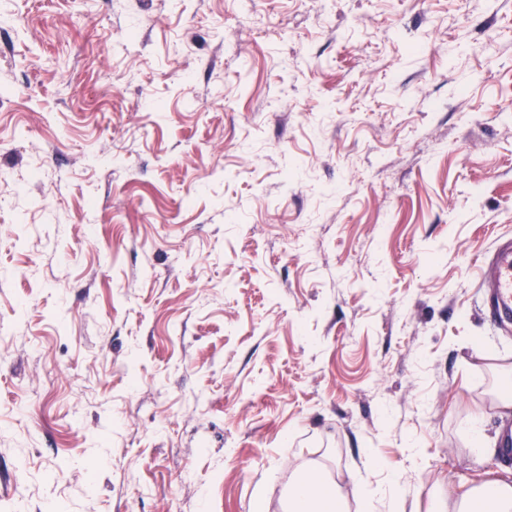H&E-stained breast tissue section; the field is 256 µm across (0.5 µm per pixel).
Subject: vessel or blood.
<instances>
[{
	"instance_id": "vessel-or-blood-1",
	"label": "vessel or blood",
	"mask_w": 512,
	"mask_h": 512,
	"mask_svg": "<svg viewBox=\"0 0 512 512\" xmlns=\"http://www.w3.org/2000/svg\"><path fill=\"white\" fill-rule=\"evenodd\" d=\"M484 304L501 326L512 324V239L497 247L493 262L480 271Z\"/></svg>"
}]
</instances>
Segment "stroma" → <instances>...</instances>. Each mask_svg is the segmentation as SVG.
Returning <instances> with one entry per match:
<instances>
[{"label": "stroma", "mask_w": 512, "mask_h": 512, "mask_svg": "<svg viewBox=\"0 0 512 512\" xmlns=\"http://www.w3.org/2000/svg\"><path fill=\"white\" fill-rule=\"evenodd\" d=\"M506 233L512 0H0V512L512 471ZM479 288H484V304L503 327L512 324V239L497 247L494 261L480 271Z\"/></svg>", "instance_id": "35a3bbf8"}]
</instances>
